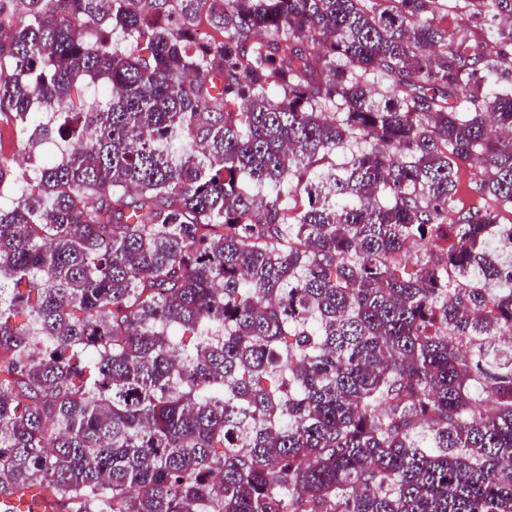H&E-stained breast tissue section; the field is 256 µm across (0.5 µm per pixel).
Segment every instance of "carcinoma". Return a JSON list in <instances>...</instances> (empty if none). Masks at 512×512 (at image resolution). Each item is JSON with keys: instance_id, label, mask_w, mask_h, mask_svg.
Here are the masks:
<instances>
[{"instance_id": "1", "label": "carcinoma", "mask_w": 512, "mask_h": 512, "mask_svg": "<svg viewBox=\"0 0 512 512\" xmlns=\"http://www.w3.org/2000/svg\"><path fill=\"white\" fill-rule=\"evenodd\" d=\"M12 2L0 498L512 512V0ZM25 141L17 134L15 121L10 117L0 116V162L5 160L4 164H9L14 168L18 166L31 170L34 165H31L28 160V153L25 146ZM459 165L460 189L458 193V206L469 207L472 205L485 206L493 210L497 215L499 224H512V210L495 206L489 197L482 198L477 190L476 181L480 177L479 171L472 169L469 160H461Z\"/></svg>"}]
</instances>
